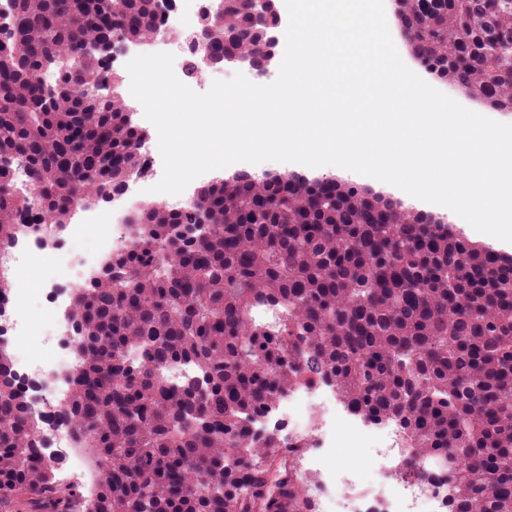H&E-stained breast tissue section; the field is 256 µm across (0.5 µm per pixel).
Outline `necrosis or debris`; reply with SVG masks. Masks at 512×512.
<instances>
[{
    "label": "necrosis or debris",
    "mask_w": 512,
    "mask_h": 512,
    "mask_svg": "<svg viewBox=\"0 0 512 512\" xmlns=\"http://www.w3.org/2000/svg\"><path fill=\"white\" fill-rule=\"evenodd\" d=\"M134 208L127 192L113 195L111 203L93 210L90 223L99 227L89 234L86 226L73 224L66 238L46 246L29 224L18 225L8 249L14 275L0 298V342L14 352L13 370L18 378L32 381L36 391L52 393L67 381L71 362L66 356L72 340L58 319L57 295L75 288L85 278L81 265L83 244L99 254H114L131 236L129 218ZM89 223V224H90ZM51 269V289L37 306H30L32 276ZM43 329L41 356L26 354L34 321ZM331 385L320 379L298 380L281 395V411L253 420V430L275 435L283 447L304 445L316 512H447L448 484L441 474L425 479L414 476V451L408 448L398 425L352 420L339 412ZM348 450L355 460L336 468L325 462Z\"/></svg>",
    "instance_id": "obj_1"
}]
</instances>
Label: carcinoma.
<instances>
[{
    "instance_id": "obj_1",
    "label": "carcinoma",
    "mask_w": 512,
    "mask_h": 512,
    "mask_svg": "<svg viewBox=\"0 0 512 512\" xmlns=\"http://www.w3.org/2000/svg\"><path fill=\"white\" fill-rule=\"evenodd\" d=\"M414 61L458 93L512 112V0H395ZM277 15L214 0L190 32L213 60L262 68ZM154 0H10L0 39V297L28 203L58 237L77 205L144 174L146 130L96 45L150 39ZM71 58L63 82L61 59ZM130 242L73 289L69 387L60 399L94 490L59 478L41 421L0 343V512H314L295 446L249 427L303 373L349 411L390 419L447 512H512V257L446 221L340 179L212 181L176 208L144 202ZM278 323L256 321L259 305ZM171 366H188L173 384Z\"/></svg>"
}]
</instances>
